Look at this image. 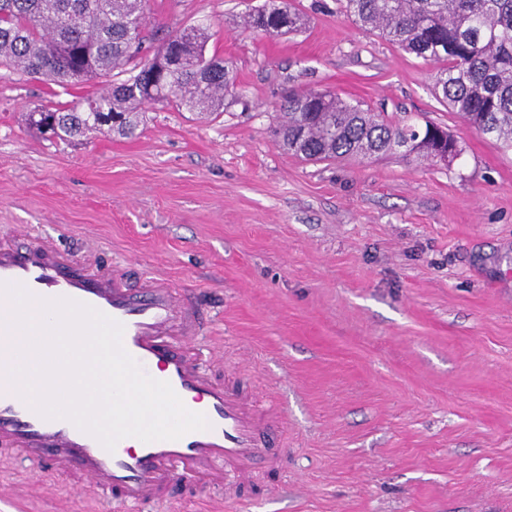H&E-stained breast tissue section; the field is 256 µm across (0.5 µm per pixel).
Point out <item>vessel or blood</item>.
<instances>
[{"label": "vessel or blood", "mask_w": 512, "mask_h": 512, "mask_svg": "<svg viewBox=\"0 0 512 512\" xmlns=\"http://www.w3.org/2000/svg\"><path fill=\"white\" fill-rule=\"evenodd\" d=\"M0 284L23 287L37 300H76L119 322L122 346L143 373L168 382L185 407L209 423L177 440L126 437L109 451L70 421L40 416L16 392L6 358L0 360V450L24 455L41 473L77 477L115 501L140 507L171 499L177 481L205 471L220 473L227 501H240L260 473L278 468L274 436L283 416L261 410L242 387L218 383L213 367L199 362L191 347L202 329L196 297L176 295L154 274L129 284L118 265L91 271L29 236L0 246Z\"/></svg>", "instance_id": "vessel-or-blood-1"}]
</instances>
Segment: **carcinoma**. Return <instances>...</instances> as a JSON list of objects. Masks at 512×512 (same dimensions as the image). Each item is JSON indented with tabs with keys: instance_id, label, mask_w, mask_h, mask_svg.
Returning a JSON list of instances; mask_svg holds the SVG:
<instances>
[{
	"instance_id": "carcinoma-1",
	"label": "carcinoma",
	"mask_w": 512,
	"mask_h": 512,
	"mask_svg": "<svg viewBox=\"0 0 512 512\" xmlns=\"http://www.w3.org/2000/svg\"><path fill=\"white\" fill-rule=\"evenodd\" d=\"M142 0H0V66L60 85L107 77L102 92L58 106L38 104L29 124L51 139L89 132L131 137L146 105L221 112L230 78L224 60L206 56L207 31L185 27L144 34ZM359 27L438 65L441 100L479 133L512 149V0H345ZM256 35L274 37L304 25L288 4L254 7L244 18ZM116 123L102 128L99 113ZM283 146L305 161H363L395 154L448 162L462 153L448 129L370 112L327 90H290L278 105Z\"/></svg>"
}]
</instances>
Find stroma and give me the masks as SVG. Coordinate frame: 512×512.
<instances>
[{
  "mask_svg": "<svg viewBox=\"0 0 512 512\" xmlns=\"http://www.w3.org/2000/svg\"><path fill=\"white\" fill-rule=\"evenodd\" d=\"M263 0H147L149 30L206 27L233 75L223 111L150 106L132 138L49 141L37 104L96 94L0 67V242L23 226L130 282L196 295L200 360L285 417L288 467L221 512H512V151L435 95V65L294 0L300 32L257 36ZM292 89L446 126L450 165L392 154L311 163L273 134ZM0 512H123L0 451Z\"/></svg>",
  "mask_w": 512,
  "mask_h": 512,
  "instance_id": "obj_1",
  "label": "stroma"
}]
</instances>
